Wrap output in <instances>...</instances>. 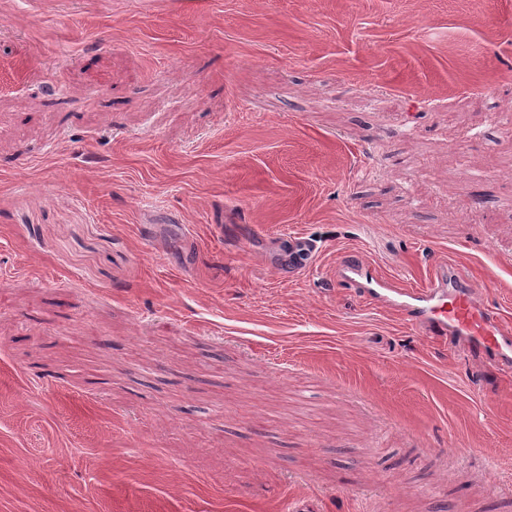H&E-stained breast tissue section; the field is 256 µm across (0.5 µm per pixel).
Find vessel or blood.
<instances>
[{
    "label": "vessel or blood",
    "mask_w": 512,
    "mask_h": 512,
    "mask_svg": "<svg viewBox=\"0 0 512 512\" xmlns=\"http://www.w3.org/2000/svg\"><path fill=\"white\" fill-rule=\"evenodd\" d=\"M339 280L368 300L404 310L423 335L490 354L503 372L512 373V324L479 301L476 288L457 268L437 265L422 287L400 288L368 262L355 259L343 266Z\"/></svg>",
    "instance_id": "1"
}]
</instances>
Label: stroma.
Listing matches in <instances>:
<instances>
[{"instance_id":"obj_1","label":"stroma","mask_w":512,"mask_h":512,"mask_svg":"<svg viewBox=\"0 0 512 512\" xmlns=\"http://www.w3.org/2000/svg\"><path fill=\"white\" fill-rule=\"evenodd\" d=\"M512 0H0V512H512ZM318 240L290 271L288 236ZM338 278L368 300L404 310L423 335L491 354L503 372L512 373L511 324L498 309L479 301L476 288L457 268L436 265L422 287L398 288L368 262L355 259L343 266Z\"/></svg>"}]
</instances>
